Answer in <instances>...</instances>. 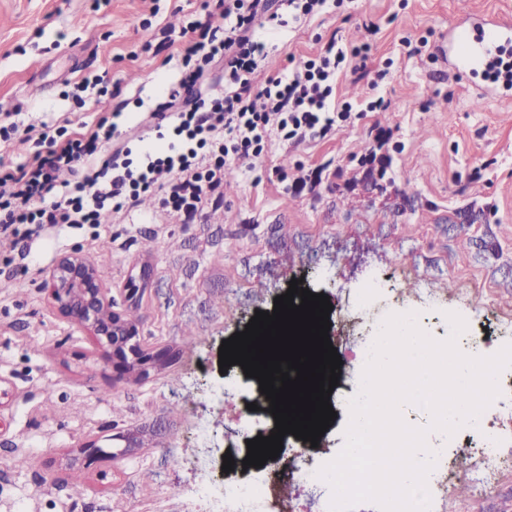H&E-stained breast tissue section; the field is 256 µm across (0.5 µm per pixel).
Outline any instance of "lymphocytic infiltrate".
<instances>
[{
	"mask_svg": "<svg viewBox=\"0 0 512 512\" xmlns=\"http://www.w3.org/2000/svg\"><path fill=\"white\" fill-rule=\"evenodd\" d=\"M228 25L223 33L193 22L181 49L180 78L154 119L174 122L166 150L133 160L117 123L102 119L86 136L58 139L39 132L32 162L0 170V234L21 241L46 225L103 223L106 213L135 207L152 191L170 216L192 220L202 206L220 198L224 167L234 158L260 156L271 139L292 145L324 137L353 107L338 102V76L365 65L368 45L351 47L330 39L316 55L288 74L254 86L255 58L264 45L258 29L281 20L267 0H216ZM223 70L236 92L204 95L206 73ZM108 153L101 168L90 162L97 149Z\"/></svg>",
	"mask_w": 512,
	"mask_h": 512,
	"instance_id": "lymphocytic-infiltrate-1",
	"label": "lymphocytic infiltrate"
}]
</instances>
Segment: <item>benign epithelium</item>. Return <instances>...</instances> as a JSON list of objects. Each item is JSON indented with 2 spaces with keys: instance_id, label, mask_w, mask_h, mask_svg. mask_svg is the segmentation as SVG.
<instances>
[{
  "instance_id": "7a95c632",
  "label": "benign epithelium",
  "mask_w": 512,
  "mask_h": 512,
  "mask_svg": "<svg viewBox=\"0 0 512 512\" xmlns=\"http://www.w3.org/2000/svg\"><path fill=\"white\" fill-rule=\"evenodd\" d=\"M45 285L62 316L112 351L116 371L137 367L144 376L149 369L171 360L164 350L151 353L141 347L137 328L112 310V288L80 253L62 256L49 271Z\"/></svg>"
}]
</instances>
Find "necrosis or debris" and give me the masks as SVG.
Masks as SVG:
<instances>
[{
	"label": "necrosis or debris",
	"mask_w": 512,
	"mask_h": 512,
	"mask_svg": "<svg viewBox=\"0 0 512 512\" xmlns=\"http://www.w3.org/2000/svg\"><path fill=\"white\" fill-rule=\"evenodd\" d=\"M384 286L372 282L368 289L338 311L339 324L359 327L364 318L380 311L387 313L410 312V305L402 299H393L390 306H383L380 294ZM257 410L241 409L238 427L224 434V448L230 451L234 460L240 461L247 456V442L257 436H269L275 429V421L269 412L270 402L265 394H257ZM492 425L487 414H480L475 423L464 426L456 435L438 433L440 442L436 447V464L427 477L426 487L429 495V512H441V506L448 494L449 472L445 466L446 445L456 444L459 438H467L479 443V463L471 472L469 482L473 493L485 499L499 497L503 484L512 479V461L499 448L482 447ZM315 450L310 442L285 435L282 449L275 459L267 460L257 471H244L242 474L228 476L218 485L200 487L177 494L175 512H197L199 503H206L208 512H298L295 502L282 498L280 487L289 483L298 487L319 485L314 465Z\"/></svg>",
	"instance_id": "obj_1"
}]
</instances>
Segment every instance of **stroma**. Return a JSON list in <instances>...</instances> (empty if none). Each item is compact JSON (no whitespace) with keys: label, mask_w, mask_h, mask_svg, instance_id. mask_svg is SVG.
Wrapping results in <instances>:
<instances>
[{"label":"stroma","mask_w":512,"mask_h":512,"mask_svg":"<svg viewBox=\"0 0 512 512\" xmlns=\"http://www.w3.org/2000/svg\"><path fill=\"white\" fill-rule=\"evenodd\" d=\"M204 0H0V121L84 133L115 109L133 134L134 155L164 146L137 108L166 101L180 74L165 33L193 21L220 27ZM458 0H327L321 14L257 35L266 57L254 83L319 50L331 36L370 41L365 68L348 71L337 95L382 96L369 112L326 137L271 142L257 160L234 162L224 196L193 223L153 196L98 228L57 225L21 247L0 236V512H158L165 497L194 484L196 465L224 444L237 400L212 395L221 383L219 347L271 311L291 280L337 305L374 278L416 298L409 270L433 275L442 312L500 322L491 304L457 298L460 281L436 271L427 250L469 263L512 302V89L459 73L437 45L458 21ZM377 31L366 34L365 21ZM149 51H142V44ZM106 76L100 103L79 107L67 86ZM391 129L390 162L366 177L359 163L373 126ZM315 187L295 189L301 170ZM95 262L112 286V308L133 317L145 348L173 360L141 378L113 374L94 336L56 309L44 286L63 255ZM150 276L138 296L127 283ZM193 336L185 346V336ZM205 424L210 441L198 439ZM93 440L109 460L81 451ZM27 463L18 468L16 457ZM456 479L445 512H505L472 498L478 460L452 448Z\"/></svg>","instance_id":"1"}]
</instances>
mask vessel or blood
<instances>
[{"instance_id":"vessel-or-blood-1","label":"vessel or blood","mask_w":512,"mask_h":512,"mask_svg":"<svg viewBox=\"0 0 512 512\" xmlns=\"http://www.w3.org/2000/svg\"><path fill=\"white\" fill-rule=\"evenodd\" d=\"M512 43V18L497 16L479 23L458 25L443 51L452 54L459 68L475 71L486 67L505 45Z\"/></svg>"}]
</instances>
